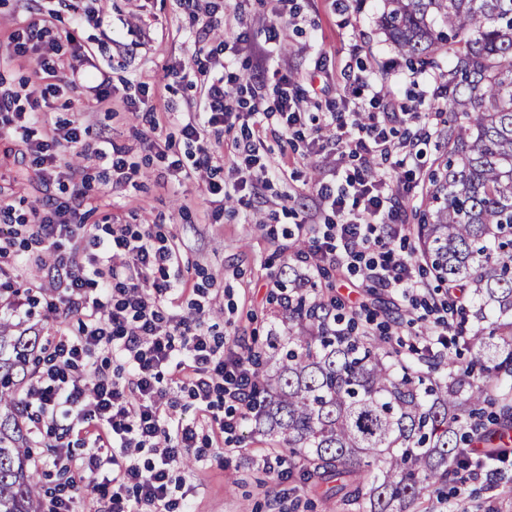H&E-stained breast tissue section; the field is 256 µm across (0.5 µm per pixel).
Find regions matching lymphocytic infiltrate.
Masks as SVG:
<instances>
[{
    "mask_svg": "<svg viewBox=\"0 0 512 512\" xmlns=\"http://www.w3.org/2000/svg\"><path fill=\"white\" fill-rule=\"evenodd\" d=\"M9 45L13 55L35 60V76L51 95L98 102L119 95L109 72L81 45L63 47L49 23L18 27ZM227 46L219 41L166 72L200 84L202 104L180 124L181 136L198 145L196 168L211 166L204 143L209 129L230 136L226 148L238 177L209 180L208 194L242 202L270 179H287V170L267 158L268 136L304 140L316 156L332 142L350 165L330 168L313 186L329 221L313 232L297 227L312 242L303 256L305 278H314L322 263H338L363 282L400 292L408 310H417L427 289L416 274L417 260L395 256L392 248L409 238L394 200L418 188L406 169L415 142L396 133L420 120V134L428 136L438 113L392 103L367 74L356 78L369 90L364 98L347 96L331 76L320 89L304 92L283 76L272 98L260 96L242 107L240 77L220 59ZM20 100L14 91H0V134L25 143L46 185L62 184L69 168L60 150L84 147L87 128L68 121L45 130L39 101L24 106ZM85 231L77 209L50 197L32 234L52 258L56 310L77 322L76 329L53 337L45 368L25 392L30 420L57 439L38 467L72 476L67 491L45 499L42 512H190L189 503L174 495L175 471L200 441L196 426L176 415L167 379L182 378L202 420L216 424V441L230 444L255 413L249 348L219 341L204 323L174 312L172 296L183 283L165 278L178 253L164 234L149 226L111 227L96 238L95 253L78 258L66 245Z\"/></svg>",
    "mask_w": 512,
    "mask_h": 512,
    "instance_id": "f902f5d3",
    "label": "lymphocytic infiltrate"
}]
</instances>
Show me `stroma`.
<instances>
[{
	"label": "stroma",
	"mask_w": 512,
	"mask_h": 512,
	"mask_svg": "<svg viewBox=\"0 0 512 512\" xmlns=\"http://www.w3.org/2000/svg\"><path fill=\"white\" fill-rule=\"evenodd\" d=\"M346 5L347 13L341 16L330 0H293L299 24L288 28L279 47L277 72L303 81L321 80L315 64L323 56L336 75L348 65L367 69L401 102L411 103L421 95L435 100L438 73L411 68L380 29L384 0H346ZM92 6L100 10L103 23L87 20L75 28L57 0H0V84L18 91L33 85L34 62L9 58L7 52L12 30L30 18L52 17L53 32L71 34L110 72L115 84L126 85L133 95L139 94L142 83L161 79L170 64L212 46L192 30L175 0H93ZM238 15L239 22L223 32L232 43L225 57L230 70L243 78L240 97L247 102L258 84L254 75L266 47L265 30L277 18L272 0H243ZM163 96L173 109L166 119L157 112L123 111L116 102L69 105L61 97L49 99L51 122L84 121L90 134L109 136L138 164L131 178L116 186L109 161L66 152L74 183L86 186L84 220L98 224L109 215L136 229L158 227L176 243L180 275L190 285L179 300L184 315L205 322L230 342L241 337L249 343L264 341L270 328L282 321L267 282L297 264L287 232L314 210L310 184L318 176L316 160L308 156L306 142L268 140V157L300 173V180L272 181L246 205L234 200L217 205L201 181L174 185L160 150L141 142L142 133L161 121L170 137V152L189 163L198 157L196 144L178 133L182 115L197 109L195 89L177 81ZM20 152L17 141L0 136V209L11 208L24 218L47 195L69 198L71 185L45 189ZM239 435L237 451L224 454L204 448L181 468L186 498L195 512H342L335 500L314 492L300 476L273 478L264 466L265 446L251 437L249 426H242ZM490 504L495 512H512V483L488 492L467 490L442 504L430 501L429 507L431 512H485Z\"/></svg>",
	"instance_id": "obj_1"
}]
</instances>
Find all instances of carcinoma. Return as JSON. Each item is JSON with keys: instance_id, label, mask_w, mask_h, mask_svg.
<instances>
[{"instance_id": "obj_1", "label": "carcinoma", "mask_w": 512, "mask_h": 512, "mask_svg": "<svg viewBox=\"0 0 512 512\" xmlns=\"http://www.w3.org/2000/svg\"><path fill=\"white\" fill-rule=\"evenodd\" d=\"M381 29L406 61L439 70L448 90L444 151L428 173L418 253L470 353L401 359L383 336L339 334L336 299H281L288 333L267 338L253 432L302 476L326 484L345 512H415L448 500L512 442V0H385ZM448 57V70L439 57ZM36 339L0 325V512H41L44 481L32 468L21 375ZM489 447L483 459L468 449Z\"/></svg>"}]
</instances>
